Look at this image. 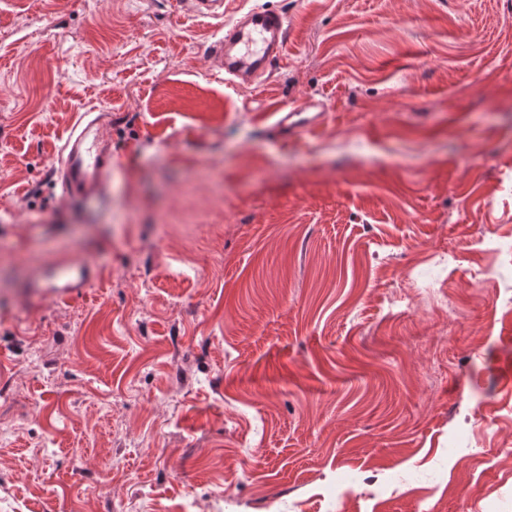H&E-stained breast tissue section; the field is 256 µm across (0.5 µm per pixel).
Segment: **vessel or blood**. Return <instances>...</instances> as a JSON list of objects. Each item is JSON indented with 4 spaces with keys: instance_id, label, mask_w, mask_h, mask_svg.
<instances>
[{
    "instance_id": "1",
    "label": "vessel or blood",
    "mask_w": 512,
    "mask_h": 512,
    "mask_svg": "<svg viewBox=\"0 0 512 512\" xmlns=\"http://www.w3.org/2000/svg\"><path fill=\"white\" fill-rule=\"evenodd\" d=\"M170 5L176 12L213 19H223L229 12L224 0H170ZM287 41V17L271 8L256 7L225 24L210 46V56L226 85L262 84L283 63ZM102 125L98 117L78 119L60 149L62 189L68 197H98L112 178V146L102 135ZM93 277L91 260L66 258L56 265L51 287L66 297Z\"/></svg>"
}]
</instances>
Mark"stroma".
Masks as SVG:
<instances>
[{
    "label": "stroma",
    "mask_w": 512,
    "mask_h": 512,
    "mask_svg": "<svg viewBox=\"0 0 512 512\" xmlns=\"http://www.w3.org/2000/svg\"><path fill=\"white\" fill-rule=\"evenodd\" d=\"M235 5L264 86L167 0H0V512H512V0ZM210 46V56L224 83L231 87L263 84L285 60L288 18L277 10L256 7L231 23ZM84 113L60 149L62 189L69 198L99 197L112 178V145L102 135L103 114ZM49 288L67 297L75 288H84L94 277V263L88 259L65 258L53 270Z\"/></svg>",
    "instance_id": "35a3bbf8"
}]
</instances>
